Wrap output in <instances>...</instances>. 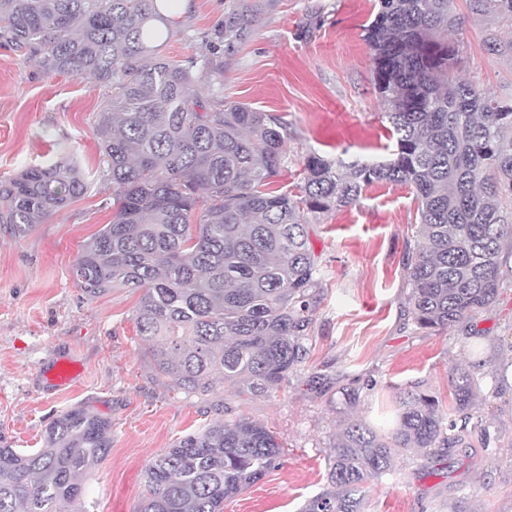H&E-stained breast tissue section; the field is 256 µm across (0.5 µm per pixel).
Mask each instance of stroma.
I'll use <instances>...</instances> for the list:
<instances>
[{
    "mask_svg": "<svg viewBox=\"0 0 512 512\" xmlns=\"http://www.w3.org/2000/svg\"><path fill=\"white\" fill-rule=\"evenodd\" d=\"M225 0H189L161 46L185 62L209 52ZM373 0H266L250 38L224 60V99L285 117L294 182L306 157L343 163L389 159L395 141L373 81L363 26ZM512 30L466 14L451 34L461 49L456 72L512 103V59L490 54L487 33ZM111 98L82 76L41 71L36 58L0 47V180L61 157L89 180L87 192L22 237L0 224V441L41 447L48 424L83 404L112 420V448L84 482L95 512H136L147 494L145 468L155 456L209 422L259 423L284 445L280 464L225 502L224 512H298L327 486L329 446L347 414L309 382L334 378L353 387L352 414L389 430L400 393H434L450 411L448 371L479 380L476 414L490 420L466 448L441 460L399 451L393 477L366 485V512H512V272L497 300L444 331L416 328L406 303V267L418 222L414 193L401 184L367 187L356 206L313 223L321 260V300L310 329L311 356L268 397L248 398L216 385L189 393L157 372L137 332L139 296L126 288L88 298L72 265L83 242L112 219V189L99 171L96 119ZM71 363V385L50 383Z\"/></svg>",
    "mask_w": 512,
    "mask_h": 512,
    "instance_id": "35a3bbf8",
    "label": "stroma"
}]
</instances>
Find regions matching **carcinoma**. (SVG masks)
Wrapping results in <instances>:
<instances>
[{"mask_svg":"<svg viewBox=\"0 0 512 512\" xmlns=\"http://www.w3.org/2000/svg\"><path fill=\"white\" fill-rule=\"evenodd\" d=\"M173 0H0V44L38 57L47 74H87L111 89L98 115L112 220L84 241L72 268L82 293L141 291L135 320L155 369L204 394L228 383L253 397L276 392L306 363L320 300L313 221L356 204L375 183L405 184L420 234L406 301L420 329L444 330L494 303L512 246V104L458 81L457 0H374L364 40L395 136L385 162L305 159L289 186L288 122L224 102V55L251 35L259 5L229 0L217 44L184 66L158 55L174 31ZM512 27V0H465ZM211 91L203 100L197 85ZM69 158L0 181V224L23 236L85 194ZM455 409L469 419L479 382L448 372ZM424 392L400 397L391 431L351 418L336 432L328 486L301 512H365V483L390 476L395 449L448 457L468 447ZM112 420L76 406L46 428L42 447L0 446V512H89L79 476L105 460ZM266 427L214 421L147 466L139 512H224V502L279 463Z\"/></svg>","mask_w":512,"mask_h":512,"instance_id":"1","label":"carcinoma"}]
</instances>
